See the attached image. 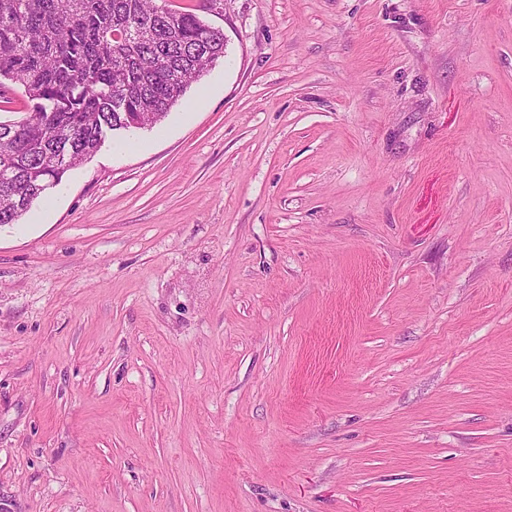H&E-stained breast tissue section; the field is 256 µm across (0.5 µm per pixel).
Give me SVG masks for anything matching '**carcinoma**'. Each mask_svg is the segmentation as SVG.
<instances>
[{
  "label": "carcinoma",
  "mask_w": 512,
  "mask_h": 512,
  "mask_svg": "<svg viewBox=\"0 0 512 512\" xmlns=\"http://www.w3.org/2000/svg\"><path fill=\"white\" fill-rule=\"evenodd\" d=\"M224 32L156 0H0V100L9 85L29 117L0 124V224H16L68 171L90 160L125 112L164 119Z\"/></svg>",
  "instance_id": "1"
}]
</instances>
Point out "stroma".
<instances>
[{
  "label": "stroma",
  "instance_id": "obj_1",
  "mask_svg": "<svg viewBox=\"0 0 512 512\" xmlns=\"http://www.w3.org/2000/svg\"><path fill=\"white\" fill-rule=\"evenodd\" d=\"M203 18L0 227V512H512V0Z\"/></svg>",
  "mask_w": 512,
  "mask_h": 512
}]
</instances>
